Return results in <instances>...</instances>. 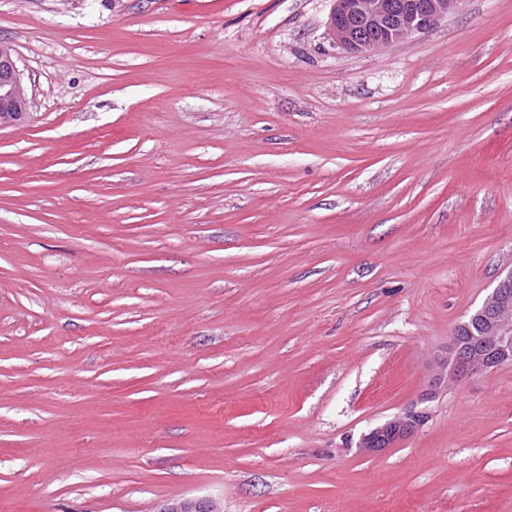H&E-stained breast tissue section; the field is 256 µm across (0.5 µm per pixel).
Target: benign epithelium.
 <instances>
[{
    "label": "benign epithelium",
    "instance_id": "1",
    "mask_svg": "<svg viewBox=\"0 0 512 512\" xmlns=\"http://www.w3.org/2000/svg\"><path fill=\"white\" fill-rule=\"evenodd\" d=\"M326 39L353 54H374L381 49L438 26L456 13L461 0H332ZM0 59L7 62L9 76L0 80V126L15 123L14 113L27 112V98L11 47L0 41ZM483 322L482 345L486 354L471 356L455 347L465 366L458 374L462 379L512 364V268L500 273L496 285L469 313ZM427 414L408 411L394 416L399 426L417 431Z\"/></svg>",
    "mask_w": 512,
    "mask_h": 512
}]
</instances>
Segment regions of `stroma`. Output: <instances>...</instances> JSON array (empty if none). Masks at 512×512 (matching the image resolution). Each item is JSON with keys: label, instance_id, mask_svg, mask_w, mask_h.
<instances>
[{"label": "stroma", "instance_id": "35a3bbf8", "mask_svg": "<svg viewBox=\"0 0 512 512\" xmlns=\"http://www.w3.org/2000/svg\"><path fill=\"white\" fill-rule=\"evenodd\" d=\"M331 7L0 0V512H512V365L432 386L512 267V0ZM326 39L353 54L381 49L438 26L462 0H331ZM0 58L9 66V76L0 80V126L21 121L27 112V98L19 70L13 60L11 47L0 40ZM22 112L21 119H13Z\"/></svg>", "mask_w": 512, "mask_h": 512}]
</instances>
